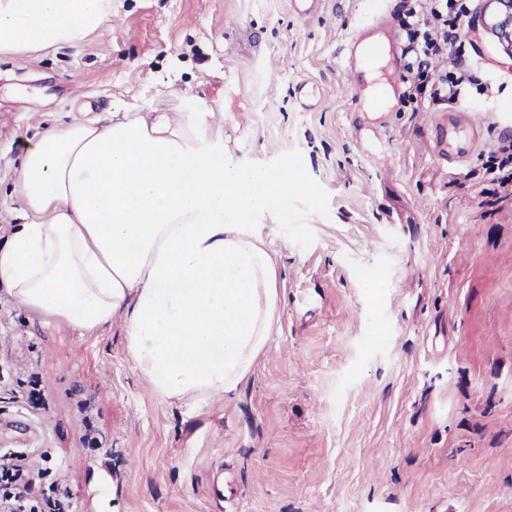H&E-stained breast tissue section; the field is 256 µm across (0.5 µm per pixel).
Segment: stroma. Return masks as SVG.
<instances>
[{
	"mask_svg": "<svg viewBox=\"0 0 512 512\" xmlns=\"http://www.w3.org/2000/svg\"><path fill=\"white\" fill-rule=\"evenodd\" d=\"M362 20L359 0L306 16L289 0H112L99 32L0 57L1 243L28 146L83 112L217 111L225 156L310 188L284 225L260 222L282 303L230 399H161L122 317L85 338L0 286V363L38 360L48 402L0 390V418L30 426L0 446L54 449L71 512H512V198L473 176L512 135V58L486 23L463 40L473 82L492 89L463 106L483 142L453 176L424 148L432 113L401 91L383 123L364 113L382 72L346 70Z\"/></svg>",
	"mask_w": 512,
	"mask_h": 512,
	"instance_id": "1",
	"label": "stroma"
}]
</instances>
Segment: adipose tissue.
Returning a JSON list of instances; mask_svg holds the SVG:
<instances>
[{"mask_svg":"<svg viewBox=\"0 0 512 512\" xmlns=\"http://www.w3.org/2000/svg\"><path fill=\"white\" fill-rule=\"evenodd\" d=\"M112 0H0V56L93 33ZM298 171L239 166L206 115L116 112L47 127L14 180L20 224L0 284L45 320L94 336L126 317L157 396L235 395L278 320L276 263L255 221L288 209Z\"/></svg>","mask_w":512,"mask_h":512,"instance_id":"1","label":"adipose tissue"}]
</instances>
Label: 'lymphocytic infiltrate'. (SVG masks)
<instances>
[{
    "mask_svg": "<svg viewBox=\"0 0 512 512\" xmlns=\"http://www.w3.org/2000/svg\"><path fill=\"white\" fill-rule=\"evenodd\" d=\"M403 67L414 79L404 97L431 111L462 104L470 76L451 63L473 27L475 0H404ZM496 193L512 194V138L499 140L480 176ZM42 467L29 455L0 448V512H69L71 492L50 450L39 452Z\"/></svg>",
    "mask_w": 512,
    "mask_h": 512,
    "instance_id": "lymphocytic-infiltrate-1",
    "label": "lymphocytic infiltrate"
}]
</instances>
